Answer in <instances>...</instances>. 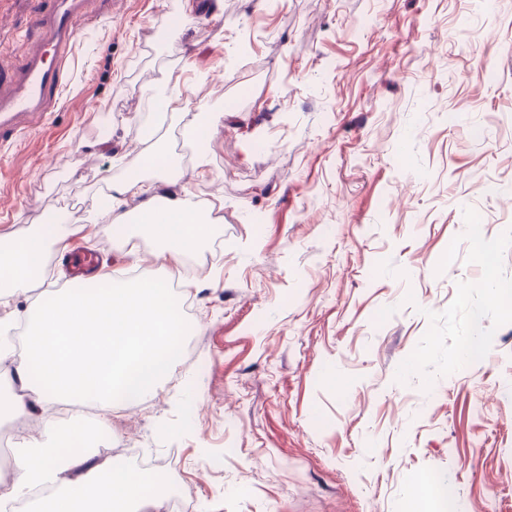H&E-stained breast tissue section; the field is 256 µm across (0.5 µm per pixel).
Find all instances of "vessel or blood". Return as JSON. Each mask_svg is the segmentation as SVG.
I'll return each mask as SVG.
<instances>
[{"label":"vessel or blood","instance_id":"obj_1","mask_svg":"<svg viewBox=\"0 0 512 512\" xmlns=\"http://www.w3.org/2000/svg\"><path fill=\"white\" fill-rule=\"evenodd\" d=\"M88 0H48L31 21L33 37L23 62L15 69L0 68V138L44 121L61 86L72 45L87 18ZM95 268L91 253L73 248L72 277L89 278Z\"/></svg>","mask_w":512,"mask_h":512}]
</instances>
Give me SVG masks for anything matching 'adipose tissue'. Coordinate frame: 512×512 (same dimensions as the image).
<instances>
[{
  "label": "adipose tissue",
  "mask_w": 512,
  "mask_h": 512,
  "mask_svg": "<svg viewBox=\"0 0 512 512\" xmlns=\"http://www.w3.org/2000/svg\"><path fill=\"white\" fill-rule=\"evenodd\" d=\"M155 121L143 126L148 146L137 168L111 183L99 203L98 216L112 227L123 244L139 237L152 239L176 271L189 252L208 242L218 218L214 205L192 200L188 194L161 191L154 171H168L173 161L157 132L166 122L181 125L184 135L201 140L217 130L218 115L207 104L188 109L181 82L156 93ZM135 210H128L129 201ZM66 237L58 227L34 230L22 244L0 235V307L5 320L14 287L44 285L50 249H64ZM190 330L180 309L169 298L164 278L141 279L126 288L112 285L102 272L89 284L62 292L40 294L26 316L22 351L0 344V412L20 417L36 404L80 398L98 405L96 427L60 426L55 416L43 421L53 447L21 439L15 449L10 482L0 483V505L54 486L37 501L36 512H164L165 499L150 480L132 478L122 468L91 463L88 458L60 459L71 441H96L109 430V415L129 403L156 394L174 371Z\"/></svg>",
  "instance_id": "adipose-tissue-1"
}]
</instances>
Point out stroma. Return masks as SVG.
Segmentation results:
<instances>
[{"label":"stroma","instance_id":"1","mask_svg":"<svg viewBox=\"0 0 512 512\" xmlns=\"http://www.w3.org/2000/svg\"><path fill=\"white\" fill-rule=\"evenodd\" d=\"M30 8L0 0V61L22 62ZM91 18L50 115L0 146V233L60 214L115 281L165 276L92 203L189 59L186 100L224 119L174 188L220 205V256L188 255L194 364L60 456L178 449L166 479L191 512H439L410 497L423 477L460 512H512L494 291L512 281V0H95Z\"/></svg>","mask_w":512,"mask_h":512}]
</instances>
